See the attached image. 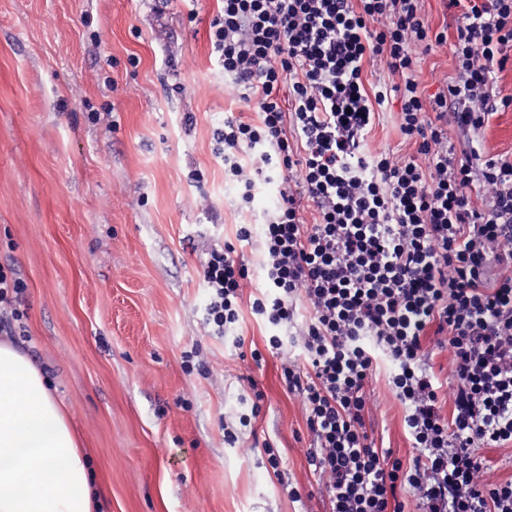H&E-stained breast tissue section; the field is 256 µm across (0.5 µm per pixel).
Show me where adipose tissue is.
<instances>
[{
	"instance_id": "ef3b65f1",
	"label": "adipose tissue",
	"mask_w": 512,
	"mask_h": 512,
	"mask_svg": "<svg viewBox=\"0 0 512 512\" xmlns=\"http://www.w3.org/2000/svg\"><path fill=\"white\" fill-rule=\"evenodd\" d=\"M95 473L44 371L0 341V512H93Z\"/></svg>"
}]
</instances>
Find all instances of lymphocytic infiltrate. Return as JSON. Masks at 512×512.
<instances>
[{
	"label": "lymphocytic infiltrate",
	"mask_w": 512,
	"mask_h": 512,
	"mask_svg": "<svg viewBox=\"0 0 512 512\" xmlns=\"http://www.w3.org/2000/svg\"><path fill=\"white\" fill-rule=\"evenodd\" d=\"M447 5L461 11L452 36L432 31L421 0H219L210 26L225 80L253 104L217 134L224 170L246 203L260 181L282 186L247 306L276 333L251 358L281 350L278 328H294L301 355L281 379L301 400L327 512H406L409 501L414 512H512V478L491 479L481 454L512 446V156L448 139L449 127L476 132L512 107L493 93L512 60V0ZM434 44L449 45L456 75L429 95L419 49ZM377 59L393 82L369 81ZM395 101L415 155L367 146ZM251 238L240 225L202 264L215 335L243 317L251 275L235 244ZM23 291L0 264V334L24 335ZM429 336L450 353V385ZM382 358L414 449L405 460L369 434Z\"/></svg>",
	"instance_id": "lymphocytic-infiltrate-1"
}]
</instances>
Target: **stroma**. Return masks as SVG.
<instances>
[{"mask_svg":"<svg viewBox=\"0 0 512 512\" xmlns=\"http://www.w3.org/2000/svg\"><path fill=\"white\" fill-rule=\"evenodd\" d=\"M216 11V0H0V263L23 281L27 311L15 342L91 451L106 512L327 510L301 402L279 377L297 347L258 367L249 352L266 327L248 315L219 337L206 323L209 250L279 199L270 184L242 204L224 174L216 132L247 105L210 54ZM371 400L377 446L411 457L385 375Z\"/></svg>","mask_w":512,"mask_h":512,"instance_id":"1","label":"stroma"}]
</instances>
